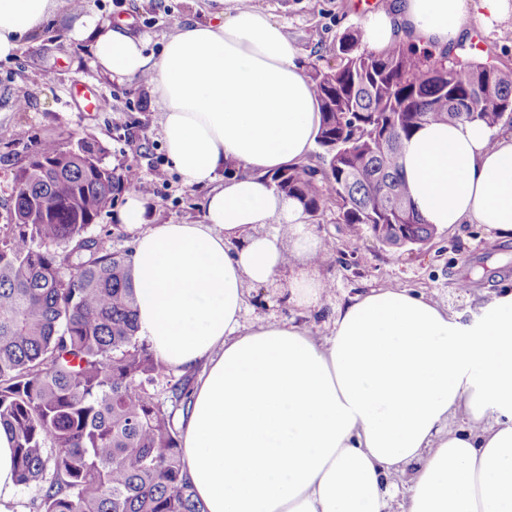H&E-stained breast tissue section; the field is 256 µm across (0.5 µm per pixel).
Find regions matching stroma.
<instances>
[{"label": "stroma", "mask_w": 512, "mask_h": 512, "mask_svg": "<svg viewBox=\"0 0 512 512\" xmlns=\"http://www.w3.org/2000/svg\"><path fill=\"white\" fill-rule=\"evenodd\" d=\"M251 2L283 25L306 67L335 65L333 47L338 38L349 29H363L367 16L356 0ZM220 9L218 0H75L72 8L50 15L17 56L0 61V229L8 222L13 175L35 147L45 140L81 137L101 143L110 165L141 172V180L129 193L142 202L146 223H202L206 189L184 185L174 171L168 187H158L151 179L154 165L169 162L151 84L113 77L96 64L92 38H76L75 32L89 16L102 31L121 25L131 36L143 39L146 54L156 57L173 31L169 15L184 23H206ZM465 23L469 42L487 50L495 64L512 68V18L495 31L472 15ZM85 85L108 98L109 110H87L78 94ZM337 216L336 208H329L322 223L311 227L323 245L333 248L329 263L316 270L331 283V293L317 306H297L289 299V284L296 273L291 267L274 283H246L245 321L293 320L315 335L328 336L336 306L374 289L404 288L449 310L470 314L478 312L500 286L512 284V240L483 225H455L438 231L423 246L395 250L367 230L339 223ZM464 279L470 282L465 292L458 288Z\"/></svg>", "instance_id": "35a3bbf8"}]
</instances>
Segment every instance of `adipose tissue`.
I'll use <instances>...</instances> for the list:
<instances>
[{
	"instance_id": "1",
	"label": "adipose tissue",
	"mask_w": 512,
	"mask_h": 512,
	"mask_svg": "<svg viewBox=\"0 0 512 512\" xmlns=\"http://www.w3.org/2000/svg\"><path fill=\"white\" fill-rule=\"evenodd\" d=\"M69 0H0V61ZM208 23L176 25L159 59L87 18L102 68L150 75L167 155L185 185L207 186L204 221L144 227L132 283L140 333L176 372L197 371L181 423L185 466L207 512H389L387 483L411 468L403 512H512V288L464 321L401 288L335 310L334 331L244 322V285L273 282L321 250L301 207L265 174L303 160L320 115L298 51L266 11L223 0ZM512 17V0H389L363 41L440 52L468 12ZM237 173L219 179L225 161ZM413 208L437 229L481 224L512 239V132L430 123L403 148ZM287 224V236L268 224ZM462 415L463 428L448 419ZM13 439L0 428V512H18Z\"/></svg>"
}]
</instances>
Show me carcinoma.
<instances>
[{
	"label": "carcinoma",
	"instance_id": "cac0c4a2",
	"mask_svg": "<svg viewBox=\"0 0 512 512\" xmlns=\"http://www.w3.org/2000/svg\"><path fill=\"white\" fill-rule=\"evenodd\" d=\"M344 32L336 67L308 74L321 115V166L263 175L310 224L328 204L376 233L404 224L422 246L433 229L406 191L405 142L431 122L512 126V68L473 53L437 60L403 44L359 50ZM93 139L41 142L13 177L0 235V427L34 512H205L182 459L175 412L193 376L175 379L139 336L132 251L92 224L127 188ZM166 380L172 407L148 389Z\"/></svg>",
	"mask_w": 512,
	"mask_h": 512
}]
</instances>
